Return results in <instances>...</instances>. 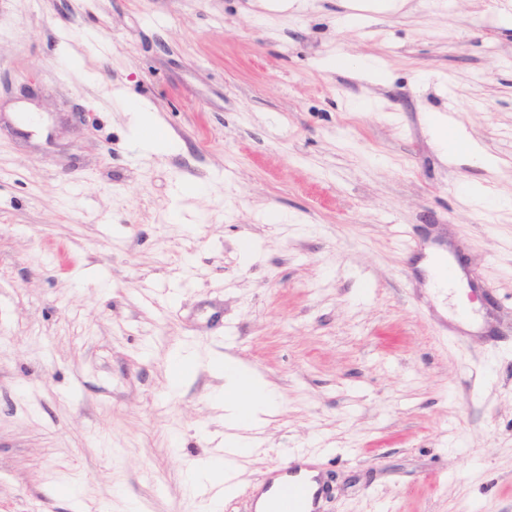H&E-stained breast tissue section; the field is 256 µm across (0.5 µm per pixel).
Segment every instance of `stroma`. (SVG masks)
Listing matches in <instances>:
<instances>
[{"label":"stroma","mask_w":512,"mask_h":512,"mask_svg":"<svg viewBox=\"0 0 512 512\" xmlns=\"http://www.w3.org/2000/svg\"><path fill=\"white\" fill-rule=\"evenodd\" d=\"M346 12L0 0V512H208L186 480L224 452L226 356L280 405L223 512L298 450L321 512H512V209L464 191L512 197V0ZM437 113L505 167L448 161ZM328 66L336 70H354L364 75L377 73V62L374 59L354 60L346 54H337L328 60ZM127 112H131L135 140L143 151H153L166 145L167 138L159 131L157 124L154 121L144 120L145 112H150L146 104L129 102ZM446 262V257L443 253L434 254L429 260L428 264L424 263L423 266L427 267L428 275H429V286L433 288L437 292H445L446 288H451L454 285V281L452 280L456 277V270L453 266L448 265L438 270L437 276L440 279L451 281L450 283H445L443 281L438 280L436 277V267L439 265H443Z\"/></svg>","instance_id":"35a3bbf8"}]
</instances>
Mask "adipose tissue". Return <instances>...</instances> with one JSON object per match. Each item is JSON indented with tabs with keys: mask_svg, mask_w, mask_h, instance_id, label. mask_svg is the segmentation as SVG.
Masks as SVG:
<instances>
[{
	"mask_svg": "<svg viewBox=\"0 0 512 512\" xmlns=\"http://www.w3.org/2000/svg\"><path fill=\"white\" fill-rule=\"evenodd\" d=\"M431 127L435 143L443 155L453 158L461 152L476 159L487 170L499 169V158L488 154L480 143L468 138L448 116L434 115ZM217 370L224 379L219 392L224 404V419L233 430L228 442L239 448L241 456H248L253 451V444L245 433L260 427L265 416L278 408V395L263 377L232 359H224Z\"/></svg>",
	"mask_w": 512,
	"mask_h": 512,
	"instance_id": "1",
	"label": "adipose tissue"
}]
</instances>
